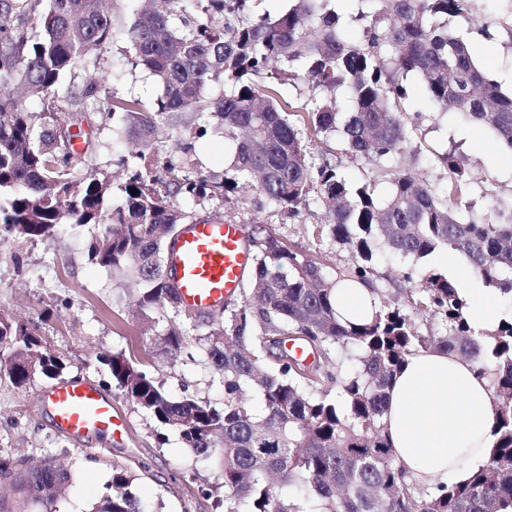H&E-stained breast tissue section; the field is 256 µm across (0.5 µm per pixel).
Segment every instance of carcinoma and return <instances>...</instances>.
Masks as SVG:
<instances>
[{
  "label": "carcinoma",
  "instance_id": "1",
  "mask_svg": "<svg viewBox=\"0 0 512 512\" xmlns=\"http://www.w3.org/2000/svg\"><path fill=\"white\" fill-rule=\"evenodd\" d=\"M40 2L0 0V241L47 238L61 225L98 226L89 260L131 284L129 298L141 312L170 310L163 330L167 351L177 358L197 346L200 363L224 387L222 407L194 395L171 396L162 371L133 354L99 350L96 359L128 400L176 431L196 457L219 460V487L201 492L222 489L224 512L512 507V319L475 333L459 285L431 271L406 310L381 291L369 323L344 326L335 309L339 282L370 286L388 257L419 260L442 248L462 255L487 287L512 295V206L495 208L485 224L465 219L468 174L448 153L439 157L448 169L439 189L402 171L353 182L341 156H310L282 93L283 86L308 79L303 121L310 138L339 132L346 152L377 161L413 147L416 126L403 105L407 79L416 76L437 109L490 128L512 150V91L488 79L464 36L448 30V18L469 13L471 0H359V45L346 42L327 0H297L274 14L259 9L264 0H168V10H145L127 29L129 62L163 87L151 104L114 96L103 74L82 76L89 55L117 31L112 0H47L36 21L40 34L32 38L20 22ZM65 74L70 92L58 100L55 87ZM220 79L230 90L204 98L205 86ZM16 87L40 101L42 111H27ZM338 89L349 105L343 120ZM100 97L107 115H120L121 130L141 145L120 158L122 203L112 208L106 205L112 182L90 163L91 146L78 150L60 140L64 127H93L85 106ZM162 124L184 133L159 174L147 153ZM210 128L236 141L230 181L204 174L194 162L196 139ZM383 177L389 189L382 197L377 182ZM241 180L256 181L260 196L291 215L316 193L325 228L348 249L350 264L331 281L323 263L261 233L248 240L253 266L240 302L190 316L165 274V245L182 225L198 221L177 202H222ZM289 340L314 361L283 348ZM430 350L472 361L489 379L499 411L487 463L467 482L436 493L408 481L382 422L391 377L407 356ZM5 351L0 377L17 388L37 376L54 379L66 368L52 353L29 365L30 357L45 352L37 328L0 315ZM0 477L19 479L25 493L8 512H28L30 494L53 503L69 479L52 461L31 468L24 456L1 460ZM132 482L112 466L111 483L93 512H145Z\"/></svg>",
  "mask_w": 512,
  "mask_h": 512
}]
</instances>
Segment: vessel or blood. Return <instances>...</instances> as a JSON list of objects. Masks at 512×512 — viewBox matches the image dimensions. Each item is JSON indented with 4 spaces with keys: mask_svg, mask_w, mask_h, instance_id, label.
Wrapping results in <instances>:
<instances>
[{
    "mask_svg": "<svg viewBox=\"0 0 512 512\" xmlns=\"http://www.w3.org/2000/svg\"><path fill=\"white\" fill-rule=\"evenodd\" d=\"M253 263L241 225L220 219L188 225L168 255L183 304L208 310L237 293ZM56 430L82 439L124 433L125 416L93 383L73 378L45 392Z\"/></svg>",
    "mask_w": 512,
    "mask_h": 512,
    "instance_id": "1",
    "label": "vessel or blood"
}]
</instances>
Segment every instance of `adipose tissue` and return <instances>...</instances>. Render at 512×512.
Instances as JSON below:
<instances>
[{"instance_id":"obj_1","label":"adipose tissue","mask_w":512,"mask_h":512,"mask_svg":"<svg viewBox=\"0 0 512 512\" xmlns=\"http://www.w3.org/2000/svg\"><path fill=\"white\" fill-rule=\"evenodd\" d=\"M446 262L466 301L464 316L473 329L499 321L479 278ZM379 301L356 282L336 290V316L342 324L370 322ZM385 433L397 463L410 481L437 491L465 482L488 460L494 446L497 401L487 379L467 359L443 351H420L406 358L388 390Z\"/></svg>"}]
</instances>
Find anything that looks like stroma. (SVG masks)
I'll return each mask as SVG.
<instances>
[{
  "label": "stroma",
  "mask_w": 512,
  "mask_h": 512,
  "mask_svg": "<svg viewBox=\"0 0 512 512\" xmlns=\"http://www.w3.org/2000/svg\"><path fill=\"white\" fill-rule=\"evenodd\" d=\"M142 0H113L119 34L93 56L90 75L110 72V90L126 98L145 101L156 98L160 84L149 72L132 67L128 44L122 34L137 18ZM472 23L452 18L448 28L464 34L473 57L489 79L503 90H512V0H474ZM405 110L418 125L422 143L419 155L402 153L385 164L386 169L408 170L430 184L446 182L448 172L436 158L455 153L470 178L465 200L468 216L482 223L493 216L497 204L512 202V156L499 152L494 133L452 112H441L432 104L422 82L409 77ZM97 151L93 158L102 172L118 176L120 155L135 150L128 137H113L112 118H98ZM203 171L230 175L233 145L223 135L211 132L196 142ZM226 222L245 230L261 228L282 238L303 255L320 260L328 276L350 262L348 250L322 231L323 211L308 199L296 217H288L277 206L261 200L252 186L240 184L233 203L224 205ZM94 227L82 231L62 229L33 242L0 246V314L15 321L33 323L43 346L64 359L63 379L81 377L96 384L130 421L127 434L110 439L92 437L80 442L57 432L41 395L52 386L39 376L20 389L0 381V459L25 455L40 461L53 456L66 466L69 481L65 493L52 509L34 503L30 512H92L113 465L124 466L134 481L132 492L148 501L152 512H216L213 499L203 497L204 483L219 476L217 461L198 459L185 448L178 435L160 429L139 407L128 401L113 384L106 366L87 353L88 345L110 352L133 353L146 359L165 361L159 335L166 323L163 311L141 315L109 269L87 257ZM436 255L419 261L390 259L379 269L375 288L389 291L399 305H407L410 292L423 286L427 271L439 270ZM412 271L411 284L401 283L403 271ZM165 388L175 397L194 394L214 405L224 402L217 375L204 369L189 355L167 367Z\"/></svg>",
  "instance_id": "1"
}]
</instances>
